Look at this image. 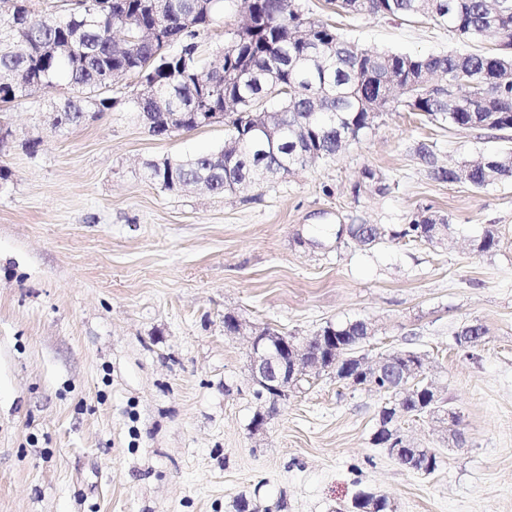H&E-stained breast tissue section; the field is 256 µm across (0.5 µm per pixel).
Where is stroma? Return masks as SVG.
I'll use <instances>...</instances> for the list:
<instances>
[{"mask_svg":"<svg viewBox=\"0 0 512 512\" xmlns=\"http://www.w3.org/2000/svg\"><path fill=\"white\" fill-rule=\"evenodd\" d=\"M297 3L364 47H499L425 18ZM49 100L9 112L0 146V512H349L361 492L391 512H512V181L441 183L416 153L430 144L445 165L511 143L385 112L334 160L241 193H174L144 179L145 163L219 148L223 123L156 136L120 104L58 131ZM424 210L452 234L395 238ZM351 224L391 235L367 248L343 234ZM490 228L498 247L477 252ZM228 314L300 337L372 322L373 352L427 356L461 443L403 420L439 451L424 477L374 444L375 393L324 375L274 405L257 397ZM468 324L486 335L464 350L454 335Z\"/></svg>","mask_w":512,"mask_h":512,"instance_id":"stroma-1","label":"stroma"}]
</instances>
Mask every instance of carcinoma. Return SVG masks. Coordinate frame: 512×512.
<instances>
[{
    "instance_id": "obj_1",
    "label": "carcinoma",
    "mask_w": 512,
    "mask_h": 512,
    "mask_svg": "<svg viewBox=\"0 0 512 512\" xmlns=\"http://www.w3.org/2000/svg\"><path fill=\"white\" fill-rule=\"evenodd\" d=\"M62 0L61 9L40 16L22 6L0 23V111H7L33 94V78L44 91L62 81L73 95L52 103L54 127L66 129L84 122L90 112L112 108L115 81L126 76L150 77L154 99H128L129 111L151 117L150 132L166 135L163 111L180 106L190 112L225 109L229 134L224 145L208 153L149 162L144 177L170 192L203 186L215 194L236 192L265 180L290 174L297 167L332 159L352 140L370 129L371 112L403 108L450 127L490 131L512 130V57L500 53H448L419 56L373 50L347 40L336 27L306 18L289 0H243L254 12L255 31L246 41L231 36V45L206 61L200 57L199 30L189 31L180 17L192 12L196 0ZM336 13L368 12L382 16L432 20L458 35L479 40L495 34L512 47V0H330ZM159 27L152 42L132 55L124 51L126 37L141 27ZM469 72L481 93L492 99L487 111L476 103L448 110V76ZM280 100L270 132L278 140L276 153L266 151L255 128L256 115L267 111L264 101ZM420 160L439 182L454 183L459 164L436 165L433 150L417 147ZM472 165L468 185L483 188L512 180V149L463 161ZM437 217L425 211L392 234L414 242H431ZM342 342L354 344L364 335L362 322L334 326ZM391 381L371 390L387 400L379 420L391 421L397 409L420 417L429 390L419 381L391 401Z\"/></svg>"
}]
</instances>
